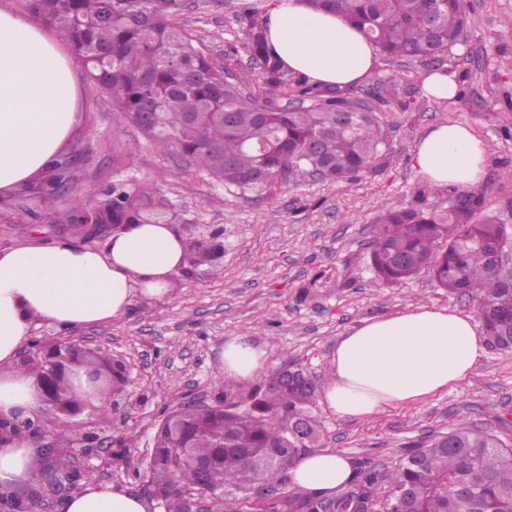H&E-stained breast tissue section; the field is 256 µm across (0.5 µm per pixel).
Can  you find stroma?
<instances>
[{
  "label": "stroma",
  "instance_id": "35a3bbf8",
  "mask_svg": "<svg viewBox=\"0 0 512 512\" xmlns=\"http://www.w3.org/2000/svg\"><path fill=\"white\" fill-rule=\"evenodd\" d=\"M478 25L464 31L448 52L444 69L460 97H426L422 81L430 67L405 58L378 56L369 77L351 95L386 91L374 108L389 131L392 149L385 168L353 183L331 184L297 175L265 200L211 180L194 165L163 159L87 81L79 83L78 132L74 145L88 146L93 161L81 187L104 189L123 180L147 193L165 194L186 224L224 228L218 264L181 269L171 297L135 300L118 321L77 328L98 356L120 357L130 378L118 406L95 403L78 420L101 435L133 436L122 461L84 460L88 482L139 491L138 472L148 469L156 425L163 410L179 401H213L218 389L239 394L248 382L224 377V343L246 336L266 351L259 371L267 376L290 366L324 385L337 336L363 319L423 302L474 314L471 300L438 288L428 273L400 285L376 280L370 246L380 211L413 203L424 192L429 205L447 207L451 187L437 188L410 167L417 138L430 126L468 124L490 154L482 184L484 209L512 225V0H468ZM250 13L238 0H190L181 21L199 47L228 69L233 82L259 91L260 70L251 60L246 31ZM121 145L126 165H112ZM34 217L0 223V246L36 241L80 245L67 225L46 223L31 232ZM323 426L320 448L340 450L380 467L394 465L406 446L448 431L459 419L512 439V351L487 348L469 379L427 401L388 409L373 418L340 419L314 405Z\"/></svg>",
  "mask_w": 512,
  "mask_h": 512
}]
</instances>
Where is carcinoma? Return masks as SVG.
Segmentation results:
<instances>
[{
	"label": "carcinoma",
	"mask_w": 512,
	"mask_h": 512,
	"mask_svg": "<svg viewBox=\"0 0 512 512\" xmlns=\"http://www.w3.org/2000/svg\"><path fill=\"white\" fill-rule=\"evenodd\" d=\"M342 14L396 58L441 68L448 49L474 24L466 0H309ZM70 48L88 80L153 145L244 193L269 196L288 174L318 171L335 183L382 168L390 140L374 108L338 89H319L296 77L268 42L265 20L251 12L246 47L259 64L266 97L243 92L225 77L183 27L185 0H23ZM310 101L281 108L282 92ZM72 150L46 175L24 186L56 213L54 189ZM102 224H166L172 202L118 181L88 190ZM445 211L409 206L388 210L375 224L371 261L378 280L394 285L426 270L448 293L476 303L496 347L512 350V226L482 214L483 195ZM277 371L246 394L218 392L216 402L166 413L151 453L148 482L163 495L164 512H192L200 474L224 512H319L321 499L287 491L288 472L303 448L318 445L312 415L316 387L284 386ZM348 490L334 496L336 512H366L380 492L409 512H512V442L460 419L444 435L409 449L391 469L353 459ZM69 475L71 458L35 461L36 472ZM279 487L273 500H256L250 484Z\"/></svg>",
	"instance_id": "1"
}]
</instances>
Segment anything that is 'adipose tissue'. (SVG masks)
<instances>
[{
	"mask_svg": "<svg viewBox=\"0 0 512 512\" xmlns=\"http://www.w3.org/2000/svg\"><path fill=\"white\" fill-rule=\"evenodd\" d=\"M268 37L288 70L321 87L346 88L364 80L378 48L342 15L307 0H272ZM77 79L66 51L38 20L0 9V192L29 184L46 171L72 136ZM417 175L436 187L463 191L485 180V142L466 124L428 128L411 156ZM187 238L173 224H133L103 248L65 241L0 248V415L43 412L38 388L15 365L34 323L57 330L124 317L138 298L163 300L185 267ZM474 318L420 304L364 319L336 341L321 404L339 418L369 419L392 407L416 404L466 380L486 353ZM265 351L248 337L224 344V375L255 377ZM34 449L0 448V485L33 480ZM349 457L331 449L300 455L289 472L294 488L329 496L347 485ZM130 490L90 485L68 497L63 512H151Z\"/></svg>",
	"mask_w": 512,
	"mask_h": 512,
	"instance_id": "1",
	"label": "adipose tissue"
}]
</instances>
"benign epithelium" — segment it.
<instances>
[{
    "label": "benign epithelium",
    "instance_id": "benign-epithelium-1",
    "mask_svg": "<svg viewBox=\"0 0 512 512\" xmlns=\"http://www.w3.org/2000/svg\"><path fill=\"white\" fill-rule=\"evenodd\" d=\"M128 228L126 224H84L81 237L91 243L101 239L107 233H118ZM189 240L200 244L208 252L210 261L216 262L224 257V228L215 224H188ZM88 353L84 340L73 334H60L54 341L46 343L39 336L30 338L20 356V365L36 381L44 404L65 417L81 414L90 403L71 405L63 398L62 384L68 379L85 377L93 395L113 394V379L128 378V369L121 359L112 360L108 372L84 370L83 358ZM29 441L35 448H40L52 455L57 448H71L73 454L86 458L106 455L112 456V437L103 436L83 425L74 426L70 438L59 443L46 433L38 415L0 416V447L5 448L16 442ZM38 490L34 498H21L17 504L20 512H45L44 503H58L68 496L69 485L61 483L47 474L38 475L33 481Z\"/></svg>",
    "mask_w": 512,
    "mask_h": 512
}]
</instances>
